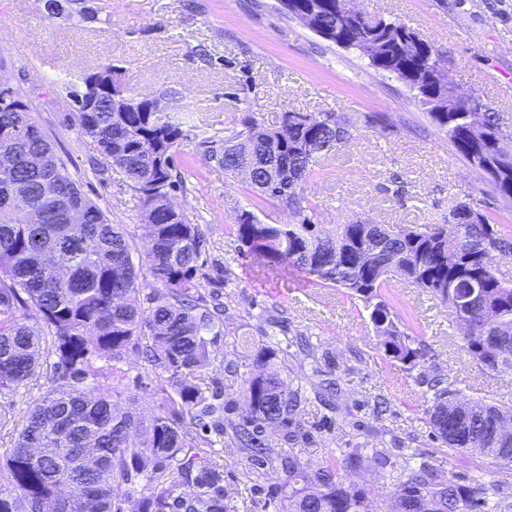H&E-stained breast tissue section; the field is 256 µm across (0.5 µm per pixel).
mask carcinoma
Returning <instances> with one entry per match:
<instances>
[{
    "instance_id": "cac0c4a2",
    "label": "carcinoma",
    "mask_w": 512,
    "mask_h": 512,
    "mask_svg": "<svg viewBox=\"0 0 512 512\" xmlns=\"http://www.w3.org/2000/svg\"><path fill=\"white\" fill-rule=\"evenodd\" d=\"M67 17L98 20L86 0H65ZM291 16L312 13L307 27L338 47L368 51L377 71L409 84L432 120L496 191L512 197V131L481 97L448 103L437 72L442 52L398 21L362 13L346 15L342 0H280ZM110 80L102 94L93 76ZM83 132L138 200L147 241L151 281L141 282L125 230L109 221L84 193L77 201L85 223L72 225L58 197L75 184L54 143L34 122L27 102L12 95L0 101V391L42 374L51 387L36 398L16 428L13 446L0 463V512H234L224 485V456L239 457L248 479L270 468L280 473L278 512H371L365 491L344 483L343 473L368 462L395 467L393 454L373 448L313 466L319 452L305 418L309 402L294 361L311 360L317 396L341 392L336 365L298 333L286 344L255 328L245 354L224 339V380L207 375L210 347L225 335L226 308L205 285L221 273L206 271L207 239L197 224L174 211L171 192L182 177L174 157L191 140L171 108L121 111L129 93L126 71L112 62L65 84ZM93 102L96 111H86ZM483 108L484 124L472 129L467 115ZM354 139L343 112H286L268 127L250 112L230 134L199 142L209 160L232 177L248 166V193L293 217L265 224L242 210L232 230L244 256L267 275L302 270L317 282L345 290L362 303L385 357L412 372L432 391L429 423L434 436L502 468L512 462V409L468 399L432 363L430 347L391 310L383 289L401 278L437 297L462 330L464 348L477 368L512 375V284L500 280L495 262L512 256V233L490 213L448 231L446 224L422 227L317 222V206L306 184L319 159ZM26 205L42 215L32 224L15 215V187ZM36 311L38 330L27 322ZM146 353L165 374L162 402L148 419L121 411L125 378L119 367L129 347ZM112 363V395L95 394L97 362ZM89 457L78 481L69 470L78 455ZM392 512H512V491L501 483L467 485L422 463L405 467Z\"/></svg>"
}]
</instances>
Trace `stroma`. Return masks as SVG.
I'll return each instance as SVG.
<instances>
[{"label": "stroma", "instance_id": "35a3bbf8", "mask_svg": "<svg viewBox=\"0 0 512 512\" xmlns=\"http://www.w3.org/2000/svg\"><path fill=\"white\" fill-rule=\"evenodd\" d=\"M90 3L100 10L98 22L48 20L31 0H0V80L28 102L83 192L127 230L136 246L134 260L146 249L137 200L82 133L63 86L68 75L108 62L124 66L139 92L175 93L183 108L179 118L192 127L194 141L175 156L183 188L174 200L186 220L204 231L209 263L226 274L217 294L227 310V332L246 334L273 316L335 356L342 376L335 407L315 401L307 409L310 420L333 423L319 435L323 457L377 446L470 484L501 481L492 464L442 447L433 437L427 422L431 393L384 357L359 301L301 271L263 274L243 257L230 230L237 210H252L270 224L287 223L288 216L246 193L198 142L224 135L246 112L271 127L288 111L347 114L356 141L322 159L306 187L327 226L441 224L452 204L467 201L512 229V198L501 197L489 177L456 152L407 84L376 71L359 52L323 40L285 14L278 0ZM355 5L371 16L402 20L432 42L443 53L449 79L491 103L512 127V0H355ZM375 115L381 123H372ZM384 298L425 336L434 363L462 396L512 406V379L473 365L460 328L438 299L397 278ZM121 366L126 378L118 408L126 409L133 399L145 411L154 410L162 371L134 348ZM48 387L40 377L0 392V409L6 412L0 455L10 448L34 398ZM380 393L391 399L393 415L375 435L363 425L371 420L368 402ZM346 482L365 489L372 512H389L393 473L371 469L348 474Z\"/></svg>", "mask_w": 512, "mask_h": 512}]
</instances>
